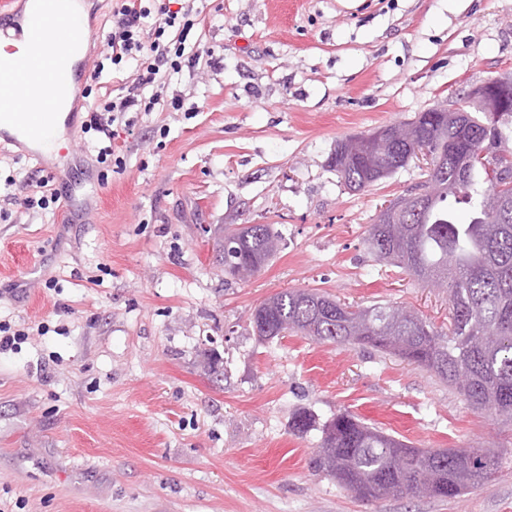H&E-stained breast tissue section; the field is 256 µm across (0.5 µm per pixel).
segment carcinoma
Wrapping results in <instances>:
<instances>
[{"mask_svg":"<svg viewBox=\"0 0 512 512\" xmlns=\"http://www.w3.org/2000/svg\"><path fill=\"white\" fill-rule=\"evenodd\" d=\"M419 121L391 125L396 136L367 138L394 161L426 146L441 159L445 191L420 209L409 208L400 223L374 222L366 244L375 260L404 269L414 279L445 283L448 331L419 314L375 303L348 306L312 289L291 288L258 305L254 331L262 339L300 333L323 343L359 345L393 354L454 387L475 410L512 422V214L501 216L491 203L492 186L482 165L469 159L486 150L501 172L512 176V146L503 127L512 121V102L497 116L474 102L461 112L419 113ZM359 137L336 142L331 167L346 166L344 186L352 191L379 177ZM467 206L469 222L459 224L448 199ZM224 233L248 236L224 251V274L243 280L265 269L281 249L282 238L270 224L246 228L224 225ZM320 427L314 469L354 492L363 502L429 497L455 499L498 472L496 457L479 448H417L348 412L322 425L308 412L298 413L293 430Z\"/></svg>","mask_w":512,"mask_h":512,"instance_id":"1","label":"carcinoma"}]
</instances>
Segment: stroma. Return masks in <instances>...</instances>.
<instances>
[{"instance_id":"1","label":"stroma","mask_w":512,"mask_h":512,"mask_svg":"<svg viewBox=\"0 0 512 512\" xmlns=\"http://www.w3.org/2000/svg\"><path fill=\"white\" fill-rule=\"evenodd\" d=\"M183 68L132 133L123 167L74 129L39 161L0 144V512H512V422L391 355L289 334L251 314L286 288L408 306L448 326L442 290L377 262L380 206L422 184L409 162L353 193L337 140L414 119L512 73V0H202ZM53 175L69 210L26 208ZM270 224L280 253L225 279L211 229ZM37 266L22 287L18 276ZM350 412L421 448L501 454L447 501L364 503L310 461Z\"/></svg>"}]
</instances>
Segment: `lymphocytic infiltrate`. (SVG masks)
<instances>
[{
  "label": "lymphocytic infiltrate",
  "mask_w": 512,
  "mask_h": 512,
  "mask_svg": "<svg viewBox=\"0 0 512 512\" xmlns=\"http://www.w3.org/2000/svg\"><path fill=\"white\" fill-rule=\"evenodd\" d=\"M204 22L201 12L189 5L175 11L164 5L153 12L143 0H118L107 41L110 59L116 65L133 59L140 67L126 76L122 96L90 111L83 132L93 131L108 140L115 126L125 124L128 113L151 111L158 98L148 95V88L179 73L184 65L198 64L199 53H187L185 42L190 31Z\"/></svg>",
  "instance_id": "lymphocytic-infiltrate-1"
}]
</instances>
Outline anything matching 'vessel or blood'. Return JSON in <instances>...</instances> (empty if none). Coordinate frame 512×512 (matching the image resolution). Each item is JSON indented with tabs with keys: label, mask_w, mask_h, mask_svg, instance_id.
<instances>
[{
	"label": "vessel or blood",
	"mask_w": 512,
	"mask_h": 512,
	"mask_svg": "<svg viewBox=\"0 0 512 512\" xmlns=\"http://www.w3.org/2000/svg\"><path fill=\"white\" fill-rule=\"evenodd\" d=\"M12 5L13 0H0V13L14 16L12 25H0V42L27 43L31 55L22 65L23 80L11 81L8 91L0 93L12 106L8 112L0 109V139L37 148L55 137L59 124L74 125L77 115H63L57 105L27 100L26 93L30 87L54 83L67 94H76L90 75V64L78 50L91 29L83 19L84 0H31L25 14L13 13ZM20 102L24 111H14Z\"/></svg>",
	"instance_id": "1"
}]
</instances>
